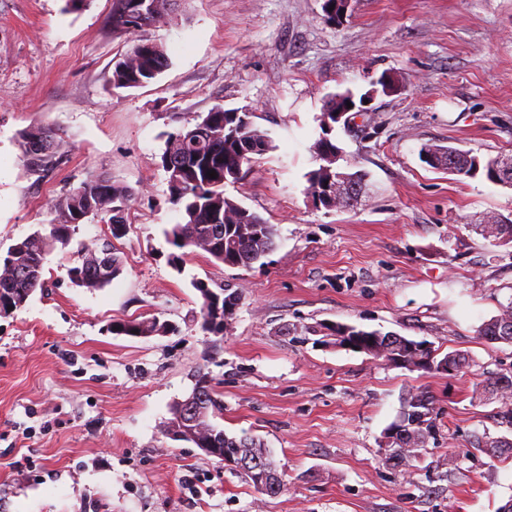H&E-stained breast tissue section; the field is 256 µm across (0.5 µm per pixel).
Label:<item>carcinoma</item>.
<instances>
[{"instance_id":"1","label":"carcinoma","mask_w":512,"mask_h":512,"mask_svg":"<svg viewBox=\"0 0 512 512\" xmlns=\"http://www.w3.org/2000/svg\"><path fill=\"white\" fill-rule=\"evenodd\" d=\"M156 0H113L110 24L118 34L128 35V48L114 61L112 69V87L128 89L141 87L156 79L169 66L165 47L145 36V32L171 19V16L155 14ZM354 102L350 92L334 94L325 101L321 119L324 120L323 136L312 146L313 157L340 150L328 137L331 125L336 123V113L347 109V103ZM212 137L193 144V128L185 127L177 134H170L165 142L164 152L175 150V158L180 160L181 171L168 173L169 199L175 205L182 206L184 222L174 224L164 230L166 241L181 250L171 255L176 270H181L187 250H200L198 243L205 242L208 247L203 252L215 261L226 266L250 267L260 262L272 250L276 228L258 213L227 197L224 187L228 183L238 182L243 168H251L255 157L262 156L272 149V141L266 132L256 127L251 113L216 106L202 118ZM37 131L48 135L52 142L51 151L38 164H31L27 156L28 136ZM19 147L23 163L29 175L43 179L60 162V144L51 128L33 123L19 133ZM420 157L432 168H444L450 172L467 177L479 173L491 182L512 187V174L507 175L500 169V158L482 160L470 151L451 146L427 145L421 149ZM215 171L217 178L212 179L208 172ZM348 186L345 196L336 192V185L343 183L339 172L331 167L321 166L311 170L307 176L308 192L329 191L337 199V207L342 208L358 201L363 193L362 175L345 173ZM132 191L112 180H103L91 175L78 186L67 191L54 201L51 212L54 219L47 228L37 230L14 243L12 268H0V307L22 308L34 291L43 287V269L47 254L57 247L70 243L77 225L89 216L105 215L115 224L126 221L124 213ZM486 223L476 225L484 238L497 243H512V215L490 214L484 217ZM91 250L83 248L78 259L68 269L72 283L88 290H99L109 285L122 271V259L112 254V267L108 277L100 278L98 266L89 262ZM194 288L200 293L201 328L213 336L224 337V330L212 320L210 312L212 289L207 283L197 281ZM112 333L125 336H153L161 334L164 324L152 318L142 320H120L111 323ZM478 334L490 341L512 344V300L500 305L499 313L484 322ZM321 343L337 344L347 336L365 347H373L386 355H395L410 364H421V368L436 373L445 359L452 362L460 372L470 366L469 357L460 352H451L438 359L430 351L414 352L408 344L412 339L396 333H383L379 330H367L355 325L338 324L334 327H321ZM197 405L199 408L196 433L208 441L214 448L224 449V455L242 456L257 463L241 469L245 481L255 491L276 495L280 490L262 478V473L275 469L269 451L257 438L243 434L230 436L216 423L222 407L212 380L202 374L196 379ZM479 396L500 404L502 418L512 425V372L499 373L480 382L476 388ZM439 413L433 400L422 392L412 394L405 401L400 414L394 421L397 429L387 435L385 460L397 468L410 470L421 459L429 438L438 430ZM476 449L491 455L512 451V441L488 436L477 439Z\"/></svg>"}]
</instances>
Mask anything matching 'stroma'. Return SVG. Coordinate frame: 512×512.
Listing matches in <instances>:
<instances>
[{
	"label": "stroma",
	"instance_id": "stroma-1",
	"mask_svg": "<svg viewBox=\"0 0 512 512\" xmlns=\"http://www.w3.org/2000/svg\"><path fill=\"white\" fill-rule=\"evenodd\" d=\"M324 0H182L151 32L170 65L113 89L127 36L112 0H0V255L51 219V204L88 176L133 191L115 240L121 274L90 291L69 279L73 246L108 234L85 220L55 248L43 288L0 316V512H498L512 500V457L475 449L512 440L477 383L512 371V344L477 329L512 300V246L472 224L512 214V188L420 159L427 144L482 158L512 154V0H351L329 24ZM378 132L336 127L357 204L328 210L306 192L328 95L372 91ZM251 112L273 148L225 194L277 229L264 264L229 267L205 253L182 270L164 227L182 213L161 165L167 134L213 107ZM49 125L63 161L29 176L19 133ZM238 297L224 340L201 327L195 282ZM158 317L164 336L112 334L115 320ZM348 323L460 351L454 377L408 370L333 345L309 329ZM218 382L226 433L274 453L284 481L257 493L219 459L163 433L200 374ZM433 396L439 433L409 472L381 462L405 397Z\"/></svg>",
	"mask_w": 512,
	"mask_h": 512
}]
</instances>
